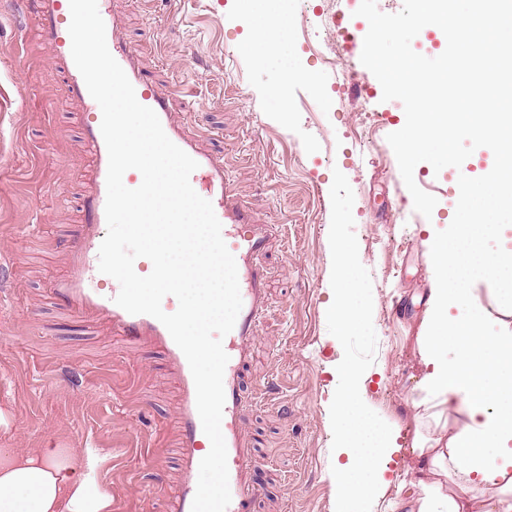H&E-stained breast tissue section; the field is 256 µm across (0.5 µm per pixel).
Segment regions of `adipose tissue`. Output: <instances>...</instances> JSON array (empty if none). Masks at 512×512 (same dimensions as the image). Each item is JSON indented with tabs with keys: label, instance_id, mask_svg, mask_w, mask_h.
Wrapping results in <instances>:
<instances>
[{
	"label": "adipose tissue",
	"instance_id": "adipose-tissue-1",
	"mask_svg": "<svg viewBox=\"0 0 512 512\" xmlns=\"http://www.w3.org/2000/svg\"><path fill=\"white\" fill-rule=\"evenodd\" d=\"M262 21L243 15L248 30L243 45L249 55L260 47L281 42L288 26L278 0H254ZM407 24L423 30H442L452 50L436 71L411 65L397 87L414 104L408 124L398 133V149L405 160L436 151L450 152L460 132L498 160L485 176H463L458 183L454 224L429 232L426 242L438 276L429 292L426 316L418 338L419 355L427 368L422 379L433 416L445 434L414 446L418 459L413 490L396 499L397 512H512V334H487L499 305L495 289H487L481 318L468 314L475 305V289L466 287L474 273L512 285V252L488 257L481 241L503 230L500 208L512 206V128L503 124L496 108L505 101L499 78L504 60L512 57V10L500 0L485 9H461L456 0H415ZM494 28L497 41L485 49L476 30ZM469 48L480 80L468 81L466 92L491 111L448 117L436 91L446 86L453 50ZM349 249L337 248L339 287L327 313L336 324L337 339L361 325L363 306L349 276ZM454 356H447V349ZM335 448L339 463L334 472L336 512H365L378 493L389 486L387 474L399 447L394 430L379 425L360 397L365 372L354 365L337 371ZM100 458L93 448H0V512H112V496L97 478Z\"/></svg>",
	"mask_w": 512,
	"mask_h": 512
}]
</instances>
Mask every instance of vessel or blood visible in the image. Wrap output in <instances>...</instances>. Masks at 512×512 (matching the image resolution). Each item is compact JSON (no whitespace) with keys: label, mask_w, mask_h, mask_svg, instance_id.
I'll return each instance as SVG.
<instances>
[{"label":"vessel or blood","mask_w":512,"mask_h":512,"mask_svg":"<svg viewBox=\"0 0 512 512\" xmlns=\"http://www.w3.org/2000/svg\"><path fill=\"white\" fill-rule=\"evenodd\" d=\"M40 34L53 48L57 67L67 76L69 97L98 111L71 54L68 27L69 0H39ZM106 27L108 48L132 83L138 101L152 108L172 142L198 164L190 182L198 195L209 200L222 224V237L234 255L242 298V308L233 330L223 339L229 357L224 371L225 404L221 429L227 447L231 502L227 512H253L260 486L253 478L255 455L244 435L242 371L256 341L257 325L267 310L266 277L257 256L266 246L272 230L256 223L247 206L238 198L221 161L209 154L199 141L187 134L183 125L171 118L169 90L147 80L140 72L133 52L126 44L112 15V0H98ZM100 120L81 117L80 130L88 156V182L80 210V230L69 245L66 273L51 280L50 291L66 301L79 315L95 314L132 340H146L161 349L178 383L180 425V465L177 489L167 502V512H191L196 493L199 464L210 449L196 406V389L187 359L166 327L156 318L126 312L115 301L114 292L91 288L89 282L99 272V247L104 239L107 197L108 152Z\"/></svg>","instance_id":"vessel-or-blood-1"}]
</instances>
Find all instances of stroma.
Returning <instances> with one entry per match:
<instances>
[{"label": "stroma", "instance_id": "35a3bbf8", "mask_svg": "<svg viewBox=\"0 0 512 512\" xmlns=\"http://www.w3.org/2000/svg\"><path fill=\"white\" fill-rule=\"evenodd\" d=\"M245 8L244 0H112L144 74L172 90L175 118L273 228L260 258L270 307L244 371L263 489L255 512H334L331 405L341 361L364 369V405L398 433L393 484L372 507L389 512L396 483L410 479L409 450L429 430L417 406V337L433 277L423 253L428 225L448 222L456 174L433 155L401 156L397 128L412 105L393 87L397 64L417 56L435 64L442 42L411 27L381 30L374 66L364 57L369 19L409 14L412 0H286L285 44L259 61L242 49ZM337 20L354 36L348 65L367 75L374 96L317 55ZM17 40L19 53L10 49ZM52 56L33 8L0 0V410L10 420L0 448L98 449L112 512H163L178 468L175 377L160 349L71 314L49 291L67 268L87 165L82 107ZM292 70L300 77L291 82ZM367 108L389 116L373 136ZM340 241L353 248L369 315L339 345L325 306Z\"/></svg>", "mask_w": 512, "mask_h": 512}]
</instances>
